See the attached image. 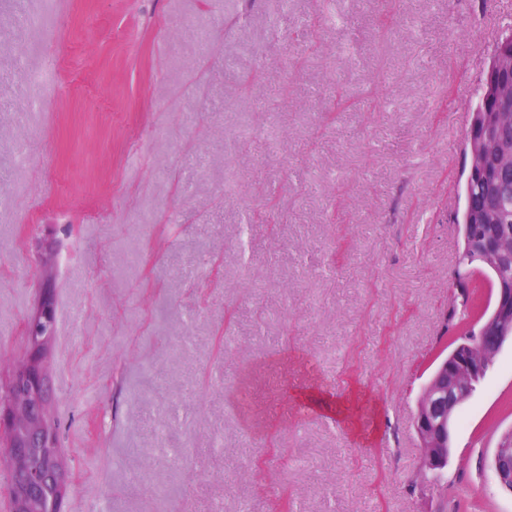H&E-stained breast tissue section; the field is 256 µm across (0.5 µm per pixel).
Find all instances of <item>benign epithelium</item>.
<instances>
[{
  "mask_svg": "<svg viewBox=\"0 0 512 512\" xmlns=\"http://www.w3.org/2000/svg\"><path fill=\"white\" fill-rule=\"evenodd\" d=\"M494 230L492 243L481 234L468 233L479 246L495 254H512V226L503 223L501 209L482 216ZM492 302L476 322L461 333L448 356L440 361L417 400L414 430L423 448V465L436 473L448 467L452 424L462 398L482 379L486 368L508 341L512 342V287L491 282ZM56 314L52 296L45 297L28 318L27 338L34 355L17 368L0 397V442L10 448L3 466L10 475V512H60L69 482V470L47 417L48 398L44 353L55 335ZM41 456L33 461L32 450ZM499 485L512 493V431L505 433L491 460ZM55 496L46 505L45 493Z\"/></svg>",
  "mask_w": 512,
  "mask_h": 512,
  "instance_id": "obj_1",
  "label": "benign epithelium"
}]
</instances>
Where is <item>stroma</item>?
<instances>
[{
  "mask_svg": "<svg viewBox=\"0 0 512 512\" xmlns=\"http://www.w3.org/2000/svg\"><path fill=\"white\" fill-rule=\"evenodd\" d=\"M320 2L0 0V387L51 290L61 512H512V344L442 477L412 425L512 0ZM491 467L494 471L499 485L512 492V431L505 433L495 450L491 460Z\"/></svg>",
  "mask_w": 512,
  "mask_h": 512,
  "instance_id": "35a3bbf8",
  "label": "stroma"
}]
</instances>
